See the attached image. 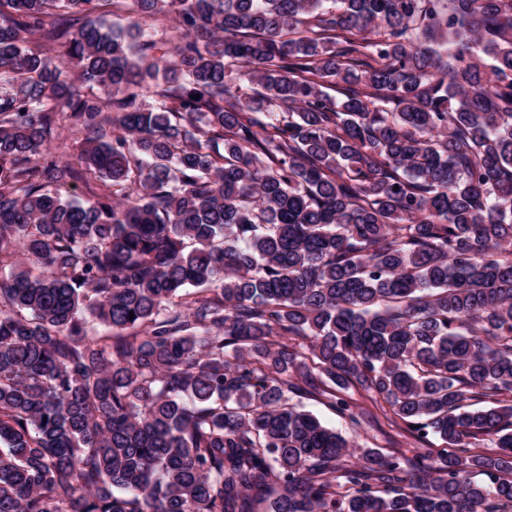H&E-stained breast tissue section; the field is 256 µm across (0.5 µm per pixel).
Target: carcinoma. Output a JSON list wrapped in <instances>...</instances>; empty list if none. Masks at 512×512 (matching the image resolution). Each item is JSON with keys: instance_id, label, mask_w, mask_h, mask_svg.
Wrapping results in <instances>:
<instances>
[{"instance_id": "obj_1", "label": "carcinoma", "mask_w": 512, "mask_h": 512, "mask_svg": "<svg viewBox=\"0 0 512 512\" xmlns=\"http://www.w3.org/2000/svg\"><path fill=\"white\" fill-rule=\"evenodd\" d=\"M0 512H512V0H0ZM353 398L361 409L371 413V416H365V422L359 429L350 426L345 420L338 417L324 401L291 396L290 403L302 406L316 415L324 425L334 428L340 432L356 449L358 454L364 448H386L389 446V440H404L399 436V430L391 421L392 413L389 412L386 405L381 402L380 405H374L367 397L355 393Z\"/></svg>"}]
</instances>
